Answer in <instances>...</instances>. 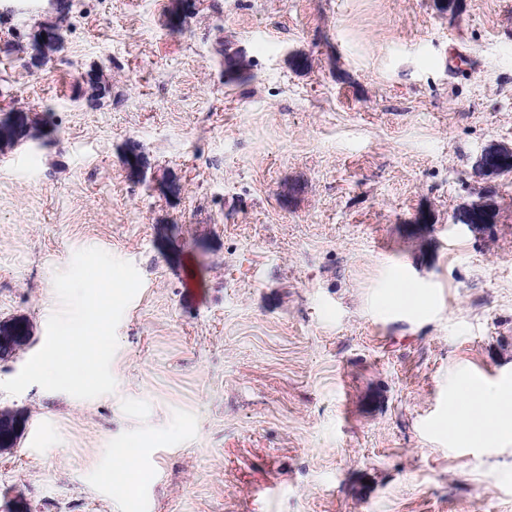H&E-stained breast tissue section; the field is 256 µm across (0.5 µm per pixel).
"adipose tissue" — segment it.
<instances>
[{
  "label": "adipose tissue",
  "instance_id": "1",
  "mask_svg": "<svg viewBox=\"0 0 512 512\" xmlns=\"http://www.w3.org/2000/svg\"><path fill=\"white\" fill-rule=\"evenodd\" d=\"M506 398L502 390L477 387L467 396L462 410L450 415L449 430L479 437L489 433L512 434V424L502 419Z\"/></svg>",
  "mask_w": 512,
  "mask_h": 512
}]
</instances>
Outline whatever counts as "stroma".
Returning a JSON list of instances; mask_svg holds the SVG:
<instances>
[{
	"label": "stroma",
	"mask_w": 512,
	"mask_h": 512,
	"mask_svg": "<svg viewBox=\"0 0 512 512\" xmlns=\"http://www.w3.org/2000/svg\"><path fill=\"white\" fill-rule=\"evenodd\" d=\"M68 2L32 71L57 0H0V110L43 132L0 153V322L29 332L0 382L76 250L142 286L113 393L0 391V512H512V438L445 426L466 376L512 386V173L475 171L512 147V0ZM479 199L496 223L461 222ZM56 24L60 28L59 23L56 22ZM58 27L54 25L52 20H47L32 35L31 64L33 66H41L46 61L49 55V47L60 48L62 45ZM42 35H45V38H42ZM512 165V148L503 145H490L481 152L476 161L480 176L491 179L502 175ZM143 448H114L112 451V469L109 477L132 495L140 483L148 478V474L137 465L138 457Z\"/></svg>",
	"instance_id": "1"
}]
</instances>
